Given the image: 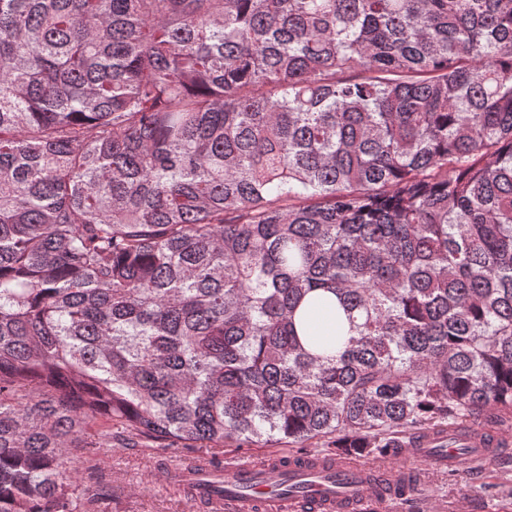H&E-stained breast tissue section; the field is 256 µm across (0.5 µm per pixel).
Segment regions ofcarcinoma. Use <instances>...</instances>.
I'll list each match as a JSON object with an SVG mask.
<instances>
[{
    "label": "carcinoma",
    "instance_id": "1",
    "mask_svg": "<svg viewBox=\"0 0 512 512\" xmlns=\"http://www.w3.org/2000/svg\"><path fill=\"white\" fill-rule=\"evenodd\" d=\"M473 426L512 432V0H0V512H107L125 430Z\"/></svg>",
    "mask_w": 512,
    "mask_h": 512
}]
</instances>
